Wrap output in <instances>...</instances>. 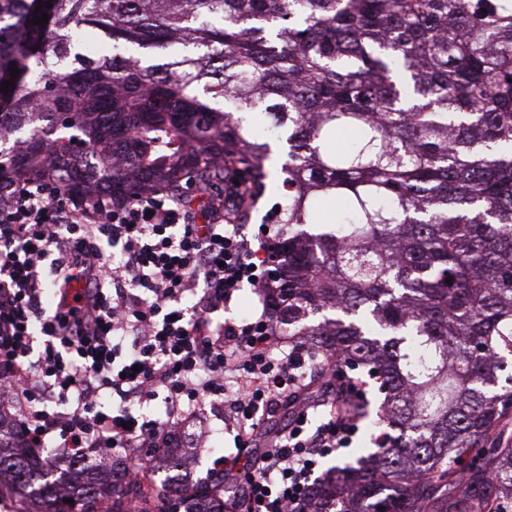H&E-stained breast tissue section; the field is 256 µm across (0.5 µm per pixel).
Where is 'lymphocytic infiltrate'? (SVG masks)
<instances>
[{
  "label": "lymphocytic infiltrate",
  "mask_w": 512,
  "mask_h": 512,
  "mask_svg": "<svg viewBox=\"0 0 512 512\" xmlns=\"http://www.w3.org/2000/svg\"><path fill=\"white\" fill-rule=\"evenodd\" d=\"M49 267L83 287L48 308ZM270 273L244 225L225 223L223 201L207 197L196 210L159 190L115 199L64 194L42 179L12 184L0 190V390L23 400L40 445L140 449L137 478L153 454L181 445L182 431L129 412V395L163 399L170 412L223 401L238 448L254 451L243 482L239 457L220 461L233 491L225 512H305L322 461L358 431L338 411L345 388L330 380L307 393L316 351L283 348L267 316L210 319L244 286L272 288ZM106 396L113 409H101ZM285 409L288 426L266 429ZM313 412L323 417L314 428Z\"/></svg>",
  "instance_id": "obj_1"
}]
</instances>
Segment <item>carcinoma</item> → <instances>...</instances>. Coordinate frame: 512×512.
I'll use <instances>...</instances> for the list:
<instances>
[{"mask_svg":"<svg viewBox=\"0 0 512 512\" xmlns=\"http://www.w3.org/2000/svg\"><path fill=\"white\" fill-rule=\"evenodd\" d=\"M9 80L0 182L192 181L244 224L284 139L273 313L381 379L389 430L318 512H512V0H0ZM126 469L52 470L0 412V493L30 512H224Z\"/></svg>","mask_w":512,"mask_h":512,"instance_id":"1","label":"carcinoma"}]
</instances>
